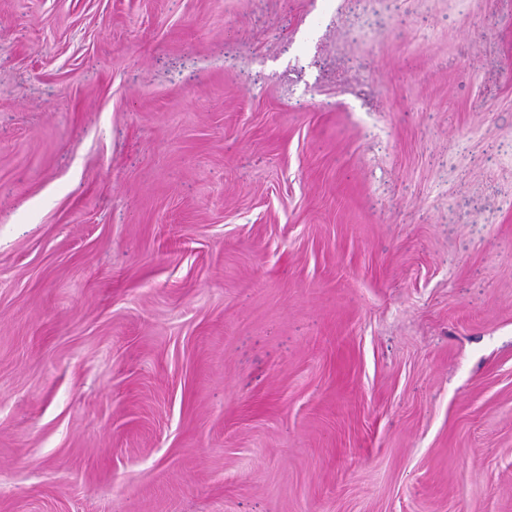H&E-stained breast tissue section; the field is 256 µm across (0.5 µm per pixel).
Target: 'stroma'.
Listing matches in <instances>:
<instances>
[{"mask_svg": "<svg viewBox=\"0 0 512 512\" xmlns=\"http://www.w3.org/2000/svg\"><path fill=\"white\" fill-rule=\"evenodd\" d=\"M0 512H512V0H0Z\"/></svg>", "mask_w": 512, "mask_h": 512, "instance_id": "obj_1", "label": "stroma"}]
</instances>
